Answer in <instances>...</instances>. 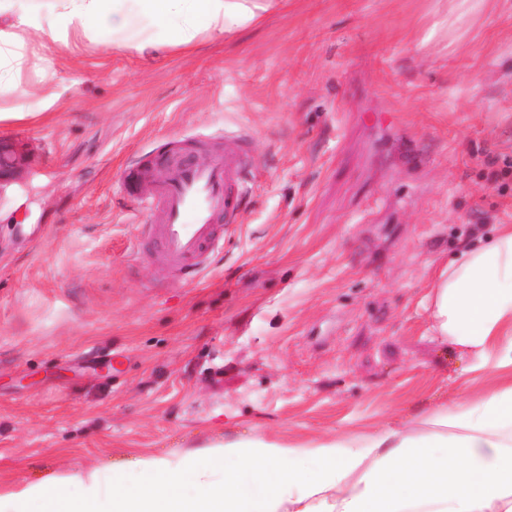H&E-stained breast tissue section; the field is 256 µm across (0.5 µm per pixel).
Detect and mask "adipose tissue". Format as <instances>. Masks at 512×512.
Wrapping results in <instances>:
<instances>
[{
  "label": "adipose tissue",
  "instance_id": "adipose-tissue-1",
  "mask_svg": "<svg viewBox=\"0 0 512 512\" xmlns=\"http://www.w3.org/2000/svg\"><path fill=\"white\" fill-rule=\"evenodd\" d=\"M280 0H0V77L28 35L139 55L223 40ZM430 330L498 380L412 424L306 444L237 435L178 460L140 454L22 480L5 512H512V224L467 243L432 283Z\"/></svg>",
  "mask_w": 512,
  "mask_h": 512
}]
</instances>
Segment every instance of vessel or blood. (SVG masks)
I'll use <instances>...</instances> for the list:
<instances>
[{"label": "vessel or blood", "instance_id": "obj_1", "mask_svg": "<svg viewBox=\"0 0 512 512\" xmlns=\"http://www.w3.org/2000/svg\"><path fill=\"white\" fill-rule=\"evenodd\" d=\"M249 160L241 145L214 150L208 162L185 161L174 176L154 179L152 191L139 197L152 214L141 230L143 248L183 282L199 278L219 248L225 224L235 220Z\"/></svg>", "mask_w": 512, "mask_h": 512}]
</instances>
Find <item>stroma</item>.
<instances>
[{"label":"stroma","mask_w":512,"mask_h":512,"mask_svg":"<svg viewBox=\"0 0 512 512\" xmlns=\"http://www.w3.org/2000/svg\"><path fill=\"white\" fill-rule=\"evenodd\" d=\"M0 105L27 115L0 123L1 495L227 436L367 433L496 382L467 383L426 306L512 220V0H283L152 59L32 37ZM242 140L235 229L179 283L126 171Z\"/></svg>","instance_id":"stroma-1"}]
</instances>
